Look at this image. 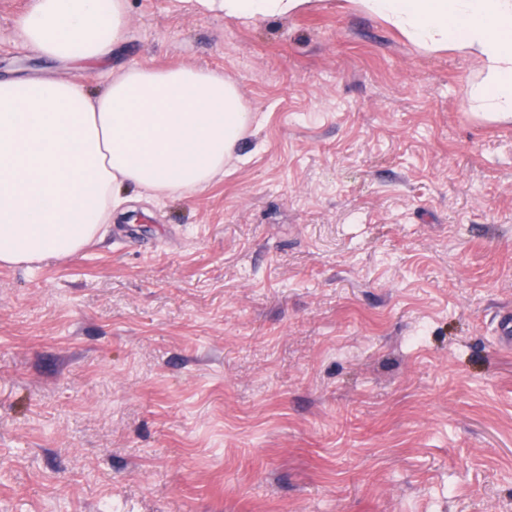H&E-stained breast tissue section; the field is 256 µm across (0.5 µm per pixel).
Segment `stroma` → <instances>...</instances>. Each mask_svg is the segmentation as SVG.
Returning a JSON list of instances; mask_svg holds the SVG:
<instances>
[{"label": "stroma", "instance_id": "obj_1", "mask_svg": "<svg viewBox=\"0 0 512 512\" xmlns=\"http://www.w3.org/2000/svg\"><path fill=\"white\" fill-rule=\"evenodd\" d=\"M0 0V78L232 80L205 190L131 189L80 253L0 265V512H512V118L479 58L354 0L252 22L128 0L110 63Z\"/></svg>", "mask_w": 512, "mask_h": 512}]
</instances>
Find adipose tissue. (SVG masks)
<instances>
[{
    "instance_id": "ef3b65f1",
    "label": "adipose tissue",
    "mask_w": 512,
    "mask_h": 512,
    "mask_svg": "<svg viewBox=\"0 0 512 512\" xmlns=\"http://www.w3.org/2000/svg\"><path fill=\"white\" fill-rule=\"evenodd\" d=\"M249 22L309 0H195ZM428 50L482 61L469 96L512 117V0H358ZM127 0H31L20 40L46 59L107 62L127 33ZM252 113L236 84L190 67L130 68L100 92L56 79H0V264L79 253L135 188L153 199L205 189L223 174Z\"/></svg>"
}]
</instances>
